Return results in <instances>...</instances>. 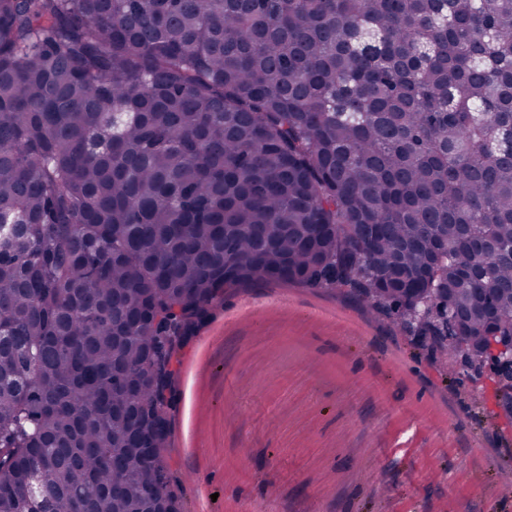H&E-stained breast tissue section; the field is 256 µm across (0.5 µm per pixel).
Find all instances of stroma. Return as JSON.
Instances as JSON below:
<instances>
[{
	"instance_id": "stroma-1",
	"label": "stroma",
	"mask_w": 512,
	"mask_h": 512,
	"mask_svg": "<svg viewBox=\"0 0 512 512\" xmlns=\"http://www.w3.org/2000/svg\"><path fill=\"white\" fill-rule=\"evenodd\" d=\"M163 451L180 512H512V415L335 288L225 289L184 337Z\"/></svg>"
}]
</instances>
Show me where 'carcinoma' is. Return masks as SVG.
I'll use <instances>...</instances> for the list:
<instances>
[{"label":"carcinoma","instance_id":"cac0c4a2","mask_svg":"<svg viewBox=\"0 0 512 512\" xmlns=\"http://www.w3.org/2000/svg\"><path fill=\"white\" fill-rule=\"evenodd\" d=\"M510 124L512 0H0V512H180L165 391L226 287L512 335Z\"/></svg>","mask_w":512,"mask_h":512}]
</instances>
